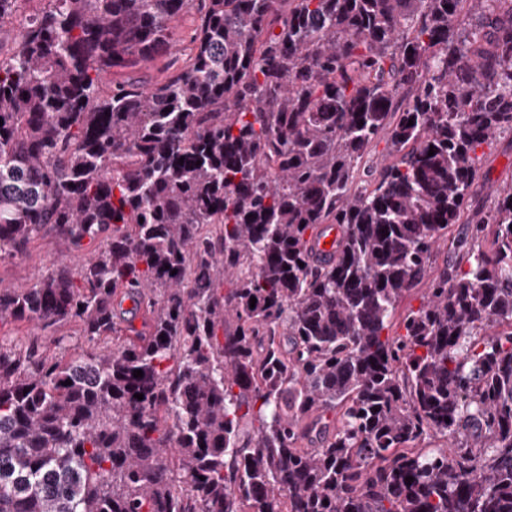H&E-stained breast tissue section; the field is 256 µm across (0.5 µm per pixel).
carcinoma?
Masks as SVG:
<instances>
[{
    "instance_id": "obj_1",
    "label": "carcinoma",
    "mask_w": 512,
    "mask_h": 512,
    "mask_svg": "<svg viewBox=\"0 0 512 512\" xmlns=\"http://www.w3.org/2000/svg\"><path fill=\"white\" fill-rule=\"evenodd\" d=\"M28 2L0 0V259L45 224L99 248L0 286L1 323L83 336L0 341V512H512V186L464 218L512 132V0ZM193 8L188 62L128 76ZM81 323L62 321L54 328L41 331L25 322L0 323V339L16 350L36 347L49 357L66 360L73 353V345L82 340Z\"/></svg>"
}]
</instances>
